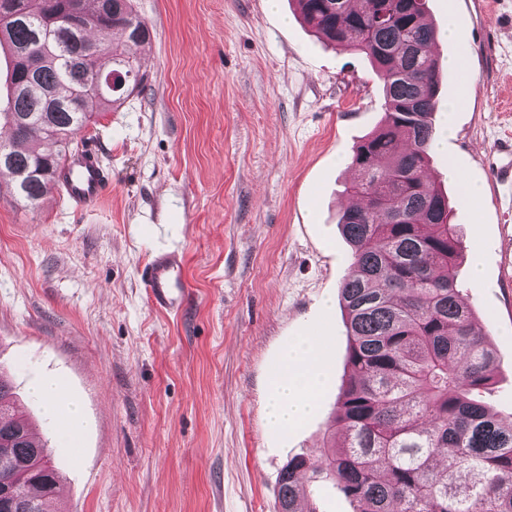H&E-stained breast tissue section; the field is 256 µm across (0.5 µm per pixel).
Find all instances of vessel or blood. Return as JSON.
I'll list each match as a JSON object with an SVG mask.
<instances>
[{
  "instance_id": "1",
  "label": "vessel or blood",
  "mask_w": 512,
  "mask_h": 512,
  "mask_svg": "<svg viewBox=\"0 0 512 512\" xmlns=\"http://www.w3.org/2000/svg\"><path fill=\"white\" fill-rule=\"evenodd\" d=\"M105 181L106 170L100 151L83 146L69 154L57 175L56 185L67 199L90 208L100 202ZM143 280L156 310L175 314L183 309L188 284L181 257L157 255L144 269Z\"/></svg>"
}]
</instances>
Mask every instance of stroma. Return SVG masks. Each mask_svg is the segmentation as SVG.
<instances>
[{
  "label": "stroma",
  "mask_w": 512,
  "mask_h": 512,
  "mask_svg": "<svg viewBox=\"0 0 512 512\" xmlns=\"http://www.w3.org/2000/svg\"><path fill=\"white\" fill-rule=\"evenodd\" d=\"M151 41L144 80L112 110L90 103L105 194L84 210L59 191L23 207L0 186V366L63 474L55 512H278L298 454L320 463L347 378L339 219L351 155L383 114L365 54L323 45L295 0H133ZM457 33H443L448 16ZM436 53L464 52L469 92L443 71L449 128L430 173L454 210L463 296L496 349L486 396L512 414V192L495 182L512 133V0H427ZM455 166L483 195L469 204ZM184 254L192 300L155 310L141 278ZM480 266L473 280L472 266ZM326 339L327 388L283 431L267 416L272 369L297 336ZM65 384L79 446L46 419L34 381Z\"/></svg>",
  "instance_id": "obj_1"
}]
</instances>
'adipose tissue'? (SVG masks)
I'll use <instances>...</instances> for the list:
<instances>
[{
    "label": "adipose tissue",
    "mask_w": 512,
    "mask_h": 512,
    "mask_svg": "<svg viewBox=\"0 0 512 512\" xmlns=\"http://www.w3.org/2000/svg\"><path fill=\"white\" fill-rule=\"evenodd\" d=\"M325 340L301 336L284 350L279 372L271 382L270 419L281 427L298 424L324 388Z\"/></svg>",
    "instance_id": "obj_1"
}]
</instances>
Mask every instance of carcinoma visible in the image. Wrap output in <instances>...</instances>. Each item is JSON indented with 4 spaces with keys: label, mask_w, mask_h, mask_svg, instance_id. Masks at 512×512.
<instances>
[{
    "label": "carcinoma",
    "mask_w": 512,
    "mask_h": 512,
    "mask_svg": "<svg viewBox=\"0 0 512 512\" xmlns=\"http://www.w3.org/2000/svg\"><path fill=\"white\" fill-rule=\"evenodd\" d=\"M70 0H23L27 20L0 14V46L44 42L33 75L12 58L7 73L12 168L30 173L21 196L36 205L91 115L139 87L140 65L126 52L148 42V24L130 0H79L87 21L78 39L49 28ZM321 39L364 53L383 82L384 112L356 145V179L347 191L361 205L342 214L351 248L340 285L347 313L348 378L328 427L324 463L291 458L280 474V512H317L315 487L330 482L354 512H512V415L491 412L479 394L493 384L497 354L474 327L458 284L462 243L453 211L429 170L436 135L439 64L424 0H296ZM99 31L109 40L91 42ZM51 141L55 153L39 150ZM0 445L20 465L53 448L34 445L29 423L15 414L12 388L0 374ZM343 443L336 445L335 431ZM30 477L24 496L44 512L62 474Z\"/></svg>",
    "instance_id": "obj_1"
}]
</instances>
